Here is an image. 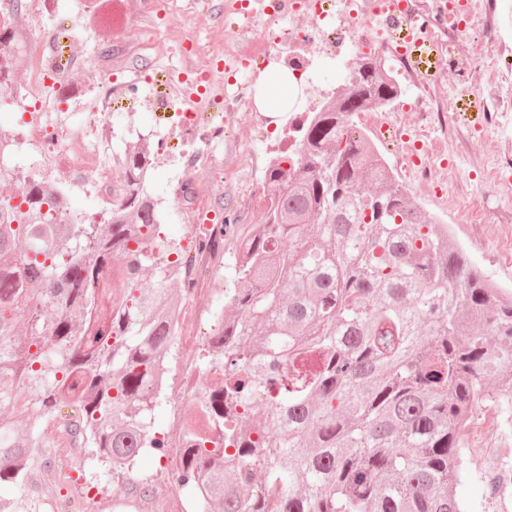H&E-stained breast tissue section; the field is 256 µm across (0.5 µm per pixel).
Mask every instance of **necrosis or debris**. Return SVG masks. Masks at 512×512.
<instances>
[{"instance_id": "necrosis-or-debris-1", "label": "necrosis or debris", "mask_w": 512, "mask_h": 512, "mask_svg": "<svg viewBox=\"0 0 512 512\" xmlns=\"http://www.w3.org/2000/svg\"><path fill=\"white\" fill-rule=\"evenodd\" d=\"M397 4L401 23L407 30L422 32L448 53V74L457 83L466 82L470 72L486 70L488 80L473 93L485 105L486 137L499 143L501 164H512V140L502 131L512 125V0H226L224 21L237 25L240 17L264 20L260 37L244 36L237 50L216 53L202 45L187 47L180 29L167 32L175 56L165 70L164 86L143 77L129 82L138 95L140 108L154 112V132L160 141L187 145L181 153L182 176L173 189L181 199L187 187L211 173L210 148L235 138L262 139L264 126L252 120L238 125L237 112L245 107L255 67L274 59L295 80L310 81L316 59L331 62L345 58L347 50L374 55L389 62L394 75L414 82L419 95L413 104L417 123H407L403 114L387 117L384 110L359 113L354 131H368L382 143L399 144L397 164L413 173L408 189L416 195L437 191L442 178L439 159L460 152L464 133L450 128L438 78H427L413 70L409 46L392 39L388 8ZM94 19L109 29L145 18L156 21L173 15L177 0H144L125 14L112 13L111 0H0V100L12 99L27 118L17 128L0 127V172L13 174L16 186L50 178L66 170L73 187L104 199L101 213L88 215V223H100L112 215L110 205L124 187L122 162L113 151L116 132L107 114L112 105V65L109 58L93 60L99 76L91 84H76L71 71L76 64L68 54L67 32L53 28L51 20L61 10ZM302 15L307 25H292ZM477 40L471 54L461 55L457 46ZM22 85H15L16 73ZM232 74L233 89L223 94L225 117L214 122L199 111L197 80L211 81ZM27 153L26 169L16 160ZM202 208H185L183 219L190 228L187 253L177 269L185 288L184 302L177 306L175 329L181 340L183 367L169 358L156 365L160 386L174 388L182 400H191L199 386L193 364L202 350L199 338L206 315L197 295L218 297L224 293L223 251L200 249L197 242L217 234L213 224L201 223Z\"/></svg>"}]
</instances>
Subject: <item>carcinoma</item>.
Listing matches in <instances>:
<instances>
[{
    "label": "carcinoma",
    "instance_id": "obj_1",
    "mask_svg": "<svg viewBox=\"0 0 512 512\" xmlns=\"http://www.w3.org/2000/svg\"><path fill=\"white\" fill-rule=\"evenodd\" d=\"M400 84L362 57L334 104L266 175L262 222L240 236L239 287L209 338L178 477L203 512H468L461 432L490 402L512 415V292L448 225L411 202L351 117ZM125 149L127 188L103 224H56L57 182L0 200V512L18 503L63 402L112 470L164 439L157 360L175 329L173 262ZM122 278L112 285V265Z\"/></svg>",
    "mask_w": 512,
    "mask_h": 512
}]
</instances>
